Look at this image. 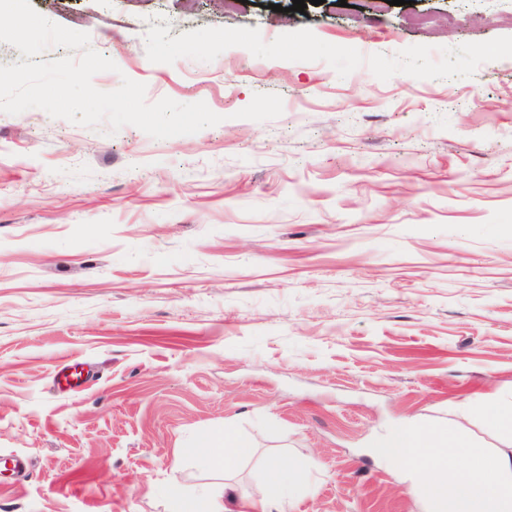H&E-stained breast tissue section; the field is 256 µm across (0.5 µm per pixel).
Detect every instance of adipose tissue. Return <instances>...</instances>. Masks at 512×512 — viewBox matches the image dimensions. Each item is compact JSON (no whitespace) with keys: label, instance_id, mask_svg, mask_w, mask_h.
I'll return each mask as SVG.
<instances>
[{"label":"adipose tissue","instance_id":"adipose-tissue-1","mask_svg":"<svg viewBox=\"0 0 512 512\" xmlns=\"http://www.w3.org/2000/svg\"><path fill=\"white\" fill-rule=\"evenodd\" d=\"M375 454L404 468L412 493L427 512H512V456L475 447L462 433L427 423H399L374 447ZM184 455L206 457L224 473H233L252 457V443L233 430L223 437L206 436L184 448ZM441 456L466 458L467 466L437 465ZM270 495L253 499L234 485L223 494L187 502L185 512H227L226 502L238 503L240 512H275L278 503L306 489L308 470L302 466L269 465Z\"/></svg>","mask_w":512,"mask_h":512}]
</instances>
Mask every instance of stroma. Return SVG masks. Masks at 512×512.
I'll use <instances>...</instances> for the list:
<instances>
[{"mask_svg": "<svg viewBox=\"0 0 512 512\" xmlns=\"http://www.w3.org/2000/svg\"><path fill=\"white\" fill-rule=\"evenodd\" d=\"M269 2L30 0L98 90L222 121L0 113V512L259 498L273 461L312 471L294 512H423L372 453L401 420L512 455L477 414L512 401V0ZM228 426L231 477L182 456Z\"/></svg>", "mask_w": 512, "mask_h": 512, "instance_id": "stroma-1", "label": "stroma"}]
</instances>
